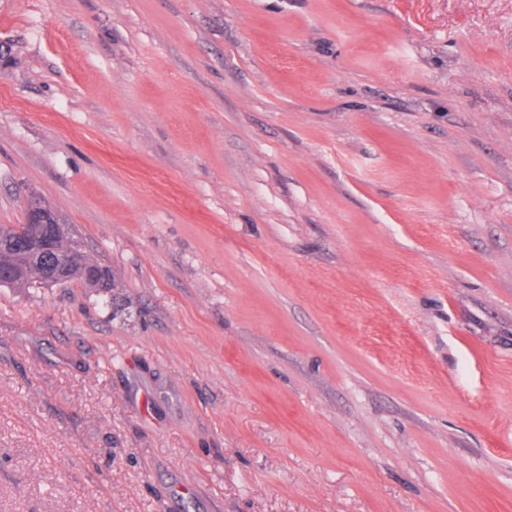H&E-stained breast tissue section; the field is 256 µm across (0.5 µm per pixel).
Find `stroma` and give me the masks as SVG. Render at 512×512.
<instances>
[{"label":"stroma","instance_id":"1","mask_svg":"<svg viewBox=\"0 0 512 512\" xmlns=\"http://www.w3.org/2000/svg\"><path fill=\"white\" fill-rule=\"evenodd\" d=\"M0 512H512V0H0ZM56 217L57 215L50 205L44 202H34L29 209L26 223L23 226L16 227L12 233L0 236V252H6L2 258L0 257V264L3 262L4 270H17L15 275L22 273L18 269L26 263L27 257L30 264L39 270L40 279L45 283H65L76 274L84 273L87 275L89 273L92 279L96 281L97 287L94 282L85 279L81 275L73 277L70 281L80 282L86 288H99L100 291L112 288L110 272L104 270L89 272V267L77 269L74 264L55 255L54 246L43 236L42 229L45 225H52L54 228L55 233L52 239L55 242L64 243L68 241L72 252L79 251V248L69 236V225L61 224L59 218V224H56ZM68 247L69 244L67 243L61 244L60 254L63 258H69L72 262H75V256L71 254ZM18 248L23 249L26 256L14 251L8 253L9 250Z\"/></svg>","mask_w":512,"mask_h":512}]
</instances>
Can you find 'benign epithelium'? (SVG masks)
Masks as SVG:
<instances>
[{
  "label": "benign epithelium",
  "mask_w": 512,
  "mask_h": 512,
  "mask_svg": "<svg viewBox=\"0 0 512 512\" xmlns=\"http://www.w3.org/2000/svg\"><path fill=\"white\" fill-rule=\"evenodd\" d=\"M50 225L54 228L52 240L56 242H70L72 251L79 248L69 236L70 227L67 224L56 223V213L52 207L44 202H35L28 212L24 225L14 232L0 236V252H9L18 248L26 252L30 264L40 272V279L45 283L60 284L69 281L74 275L84 273L92 277L97 288L105 291L112 287L111 273L106 271H91L87 268H76L72 263L58 258L54 246L43 236L42 229Z\"/></svg>",
  "instance_id": "obj_1"
}]
</instances>
